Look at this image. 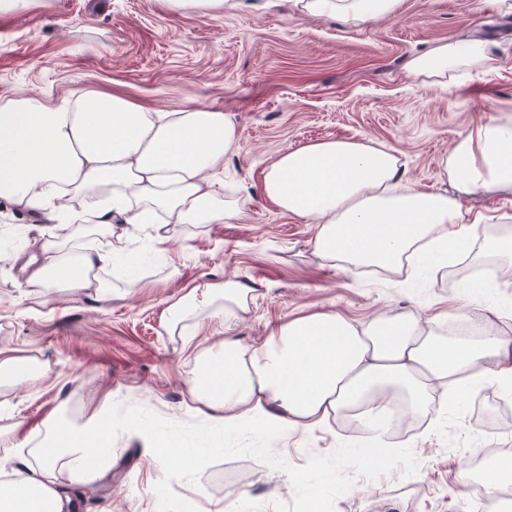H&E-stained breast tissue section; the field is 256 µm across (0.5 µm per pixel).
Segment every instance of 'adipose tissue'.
Wrapping results in <instances>:
<instances>
[{
  "label": "adipose tissue",
  "instance_id": "1",
  "mask_svg": "<svg viewBox=\"0 0 512 512\" xmlns=\"http://www.w3.org/2000/svg\"><path fill=\"white\" fill-rule=\"evenodd\" d=\"M298 13L335 16L356 27L397 14L401 0H293ZM477 39L435 44L410 62L411 75L448 86L459 73L492 67ZM236 148L228 114L207 107L158 112L126 97L96 91L72 94L67 107L19 95L0 104V198L28 211H67L80 195L111 239L101 251L85 245L62 251L63 224L41 226L33 245L40 264L25 263L31 287L61 288L108 298L95 275L125 250L129 229L144 226L158 244L181 224H229L242 212L216 176ZM460 194L403 185L386 147L336 139L280 152L267 165L262 192L284 214L318 227L315 255L334 268L398 272L405 259L436 245L465 252L481 213H465L462 195L481 188L512 191V117L479 125L454 146L445 166ZM166 214L147 224L146 214ZM477 382L512 387V339L488 331L477 342H438L406 312H381L356 323L319 312L282 324L261 345L225 342L197 359L187 377L197 409L225 427L262 419L271 431L314 432L353 411L376 431L390 423L388 389L405 395L416 415L431 402L448 404L465 373ZM34 460L18 459L19 479L0 482V512H64L57 490L59 460L77 480L100 474L92 463L103 432L56 421Z\"/></svg>",
  "mask_w": 512,
  "mask_h": 512
}]
</instances>
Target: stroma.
Wrapping results in <instances>:
<instances>
[{
	"label": "stroma",
	"mask_w": 512,
	"mask_h": 512,
	"mask_svg": "<svg viewBox=\"0 0 512 512\" xmlns=\"http://www.w3.org/2000/svg\"><path fill=\"white\" fill-rule=\"evenodd\" d=\"M468 38L484 41L492 70L447 88L410 74L415 55ZM77 89L163 112L206 106L227 113L238 148L224 161V193L239 199L242 216L232 224L179 225L165 251L133 231L127 251L154 261L135 279L101 270L113 293L107 304L37 287L19 299L25 274L13 255L0 257V348L23 367L0 409V444L9 452L33 458L47 421L82 426L116 403L174 422L198 419L186 384L195 357L224 339L262 344L280 324L311 313L363 322L382 310L405 311L444 339L458 338V325L469 321L512 338V278L505 275L512 261L485 247L489 230L512 236V192L463 199L488 218L475 225L466 256L490 272L474 287L444 260L410 275L329 267L313 252L316 225L282 213L261 191L279 152L331 139L384 144L410 185L453 190L441 172L457 141L479 122L512 114V0H402L396 16L360 29L294 13L288 0L214 15H174L162 0H32L24 13L0 14V103L28 94L59 104ZM70 206L66 216L31 213L0 199V225L65 222L72 238L93 237L81 196ZM233 275L253 285L255 297L247 313L227 317L201 287ZM193 288L197 313L169 328L170 305ZM399 422L409 433L392 441L412 448L417 474L358 479L335 512H512V486L475 507L471 486L458 483L462 464L482 484L496 459L512 456V393L471 386L459 404H434ZM368 436L341 416L329 429L282 436L273 449L302 466L310 455ZM57 476L79 512H157L162 467L139 433L117 438L96 484L73 481L63 462ZM172 488L200 512H272L274 500L294 499L284 472L249 456Z\"/></svg>",
	"instance_id": "stroma-1"
}]
</instances>
